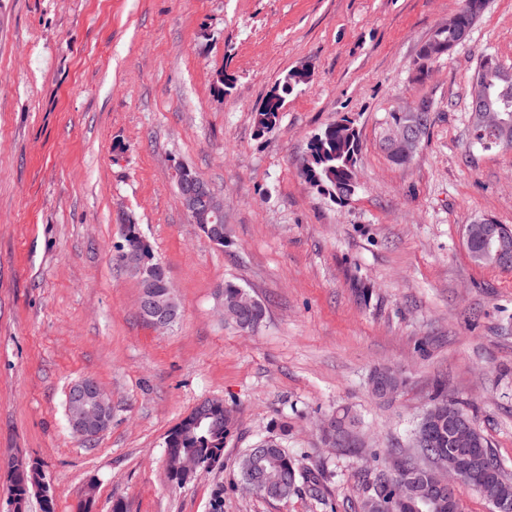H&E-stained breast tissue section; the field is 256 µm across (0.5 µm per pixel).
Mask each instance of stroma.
Wrapping results in <instances>:
<instances>
[{
    "mask_svg": "<svg viewBox=\"0 0 512 512\" xmlns=\"http://www.w3.org/2000/svg\"><path fill=\"white\" fill-rule=\"evenodd\" d=\"M461 0H0V460L40 463L54 512H360L371 452L397 453L436 386L512 476V269L471 258L464 227H512V149L470 143L485 58L512 70V0H489L469 38L420 49ZM308 68L269 130L274 84ZM233 79L218 92L216 76ZM429 102L403 165L381 148L389 113ZM357 129L358 188L334 202L305 179L312 136ZM224 199L225 246L191 224L181 167ZM138 224L180 307L168 329L138 309L112 261ZM265 309L255 332L224 316V284ZM372 290L370 304L358 297ZM389 367L393 397L369 388ZM96 379L112 421L86 441L72 384ZM233 426L224 461L180 485L165 438L201 400ZM359 421L356 451L323 419ZM316 467L322 495L246 490L240 457L266 438Z\"/></svg>",
    "mask_w": 512,
    "mask_h": 512,
    "instance_id": "stroma-1",
    "label": "stroma"
}]
</instances>
